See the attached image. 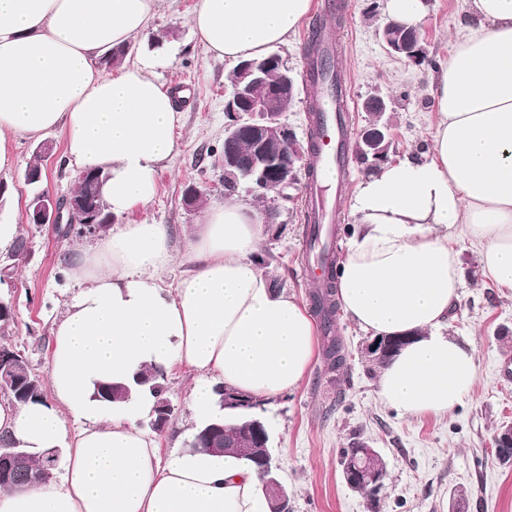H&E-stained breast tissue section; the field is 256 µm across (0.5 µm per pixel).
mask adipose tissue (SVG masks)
<instances>
[{"instance_id": "obj_1", "label": "adipose tissue", "mask_w": 512, "mask_h": 512, "mask_svg": "<svg viewBox=\"0 0 512 512\" xmlns=\"http://www.w3.org/2000/svg\"><path fill=\"white\" fill-rule=\"evenodd\" d=\"M162 0H0V172L15 139L51 131L66 155L107 174L117 222L70 249L83 286L52 331L49 399H0V432L40 453L68 446L62 481L0 490V512H268L256 471L196 450L160 462L158 436L137 422L153 398L97 400L103 382L139 370L194 372L196 419L217 410L216 386L258 399L294 390L317 353L313 320L256 264L263 211L235 200L206 208L186 234L191 268L176 287L172 229L142 219L182 115L151 60L107 72L101 57L146 35ZM312 0H197L190 22L207 50L233 64L288 43ZM476 25L431 76L436 123L425 159L381 165L355 191L358 230L340 262L345 315L375 337L411 335L384 365L381 401L414 417L453 412L477 380L473 350L448 335L462 285L451 241L480 248L484 275L512 292V0H469ZM83 426L69 436L64 411Z\"/></svg>"}]
</instances>
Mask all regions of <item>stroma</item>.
<instances>
[{
    "label": "stroma",
    "mask_w": 512,
    "mask_h": 512,
    "mask_svg": "<svg viewBox=\"0 0 512 512\" xmlns=\"http://www.w3.org/2000/svg\"><path fill=\"white\" fill-rule=\"evenodd\" d=\"M385 2L348 0L347 19L328 35L343 44L337 69L356 103L352 132L371 120L363 102L372 95L383 97L387 110L382 120L393 140L388 158L396 161L426 152L435 102L431 65L413 64L386 49L381 38ZM195 3L165 0L148 38L135 46L145 55L149 38L162 39L155 74L175 94L183 114L175 131L176 150L156 174L158 193L144 216L170 225L175 249L182 254L184 231L197 223L205 207L231 198L248 204L265 202L276 208L278 216L264 227L257 264L271 274L278 289L310 303L318 284L298 273L305 182L264 197L246 182L230 191L224 188L217 158L224 150V93L230 88L233 68L200 42L190 24ZM425 8L424 47L434 63L441 64L448 58L451 42L474 19L468 0H427ZM43 141L51 144L52 152L39 160L35 153ZM37 160L47 171L43 189L59 198L75 189L80 169L69 163L65 135L56 131L41 141L17 139L14 166L0 173V182L8 186L0 222L18 225L27 240L22 255L0 253V268L9 270L0 300L13 313L8 324L0 325V345L22 351L32 372L43 379L51 330L81 290L66 276L63 260L68 249L85 238L75 231L62 238L52 227L27 223L25 207L32 188L24 176ZM190 185L202 195L201 203L192 207L184 201ZM454 247L463 286L449 331L475 350L478 377L471 395L442 417H410L385 406L377 394L381 367L363 350L368 334L345 314H337L335 334L345 351L344 370L326 372L322 357H315L296 389L257 409L270 431L290 512H447L460 495L467 500V512H512V465L501 464L491 448L497 430L512 422V296L482 275L477 245L461 237ZM192 377L185 366L167 374L166 396L175 412L160 433L162 454L187 449L196 427L187 401ZM357 439L368 441L387 466L384 485L374 499L351 489L342 475L340 452Z\"/></svg>",
    "instance_id": "35a3bbf8"
}]
</instances>
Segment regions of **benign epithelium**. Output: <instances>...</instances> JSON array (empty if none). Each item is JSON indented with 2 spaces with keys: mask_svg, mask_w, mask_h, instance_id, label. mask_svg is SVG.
Wrapping results in <instances>:
<instances>
[{
  "mask_svg": "<svg viewBox=\"0 0 512 512\" xmlns=\"http://www.w3.org/2000/svg\"><path fill=\"white\" fill-rule=\"evenodd\" d=\"M393 24L388 23L382 31L386 48L406 57L419 65L422 62L419 28H404L403 35L391 34ZM238 76L231 85L225 100L228 122L224 130V143L228 144L241 136L251 141V151L246 162L229 148H224L221 164L224 170L237 169L256 188L268 191H282L294 186L299 171L306 165L302 144L283 123L280 103L294 97L297 88V74L283 63L276 53L269 54L261 61L245 60L237 66ZM392 140L390 130L376 122L363 128L357 141L368 148L363 160L368 167H377L386 160L385 151L379 149L383 141ZM107 205L99 203L97 209L89 210L81 201L70 197L60 199L48 192L37 194L29 200L26 210L28 222L37 226L49 224L55 228L62 224H79L83 231L94 234L112 223V216L106 213ZM402 338H375L368 342L365 351L368 357L385 361L403 345ZM172 406L168 399L160 398L155 407L156 417L150 422L159 430L168 418ZM495 452L500 454L512 449V423L504 425L493 438Z\"/></svg>",
  "mask_w": 512,
  "mask_h": 512,
  "instance_id": "1",
  "label": "benign epithelium"
}]
</instances>
